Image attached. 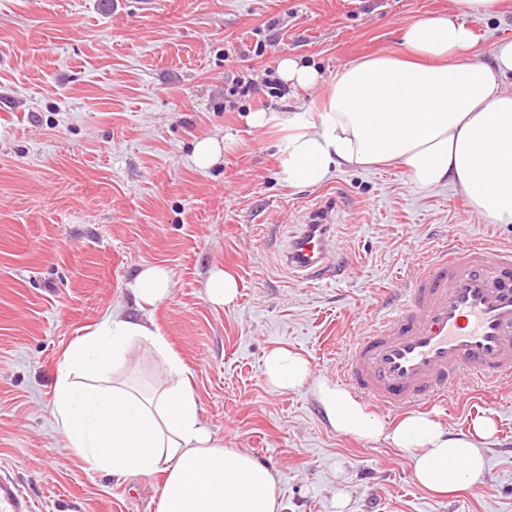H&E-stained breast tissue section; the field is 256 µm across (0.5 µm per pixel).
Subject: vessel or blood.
<instances>
[{
    "mask_svg": "<svg viewBox=\"0 0 512 512\" xmlns=\"http://www.w3.org/2000/svg\"><path fill=\"white\" fill-rule=\"evenodd\" d=\"M328 209L310 211L283 249L284 267L313 281L343 276ZM340 380L399 415L467 391L470 379H512V249L455 245L413 265L398 303L373 311L345 350ZM0 512H33L0 475Z\"/></svg>",
    "mask_w": 512,
    "mask_h": 512,
    "instance_id": "obj_1",
    "label": "vessel or blood"
}]
</instances>
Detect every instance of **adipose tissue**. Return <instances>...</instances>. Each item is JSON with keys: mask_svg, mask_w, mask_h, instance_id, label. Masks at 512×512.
I'll return each mask as SVG.
<instances>
[{"mask_svg": "<svg viewBox=\"0 0 512 512\" xmlns=\"http://www.w3.org/2000/svg\"><path fill=\"white\" fill-rule=\"evenodd\" d=\"M402 47V56L342 67L321 111L249 114L252 125L284 134L282 181L317 186L341 167H396L415 189L453 185L474 212L512 224V41L496 43L490 61L478 63L473 30L434 16L408 24ZM171 288L169 272L157 265L143 267L130 285L142 309ZM135 342L159 354L165 385L144 391L110 382ZM185 373L157 325L107 315L68 346L54 386L53 413L68 447L115 476L164 473L157 512H278L274 471L248 451L225 447L202 423ZM264 374L282 390L311 384L337 432L384 435L411 452L416 482L432 492L454 491L486 467L476 441L493 435L490 418H476L468 435L423 413L386 427L346 388L312 378L308 361L285 348L269 351Z\"/></svg>", "mask_w": 512, "mask_h": 512, "instance_id": "1", "label": "adipose tissue"}]
</instances>
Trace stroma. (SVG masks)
Returning <instances> with one entry per match:
<instances>
[{"instance_id":"stroma-1","label":"stroma","mask_w":512,"mask_h":512,"mask_svg":"<svg viewBox=\"0 0 512 512\" xmlns=\"http://www.w3.org/2000/svg\"><path fill=\"white\" fill-rule=\"evenodd\" d=\"M457 0H0V474L35 512H157L164 476L117 478L67 448L52 415L63 353L108 309L140 319L129 284L148 264L172 277L151 314L189 371L203 424L277 473L280 512H512V382L431 406L448 430L492 416L488 464L445 495L420 487L408 452L336 432L310 385L283 391L263 375L285 347L313 376L336 379L368 310L389 299L422 253L455 238L512 248V224L476 214L451 187L417 191L400 170L341 169L323 184L279 175L277 130L251 112L320 108L344 65L396 53L403 27L458 15ZM477 58L512 40V0L468 20ZM319 84L271 96L281 58ZM258 83L241 110L224 106L232 77ZM233 146L201 171L196 139ZM335 203L341 281L289 277L279 251L310 209ZM239 285L216 306L213 268ZM114 379L158 386L142 343Z\"/></svg>"}]
</instances>
